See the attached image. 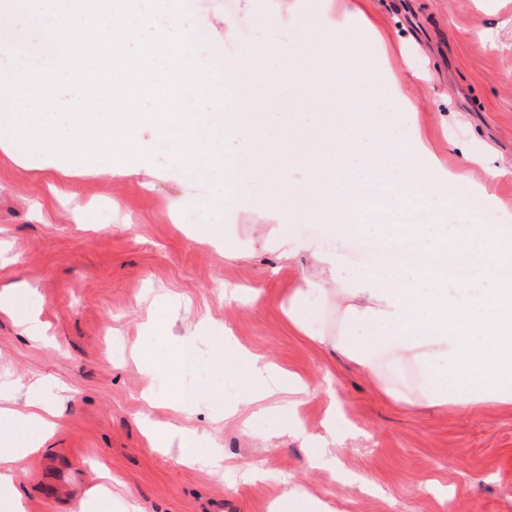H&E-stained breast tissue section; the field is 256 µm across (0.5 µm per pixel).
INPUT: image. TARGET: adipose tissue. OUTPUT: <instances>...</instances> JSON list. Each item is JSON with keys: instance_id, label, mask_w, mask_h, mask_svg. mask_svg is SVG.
<instances>
[{"instance_id": "obj_1", "label": "adipose tissue", "mask_w": 512, "mask_h": 512, "mask_svg": "<svg viewBox=\"0 0 512 512\" xmlns=\"http://www.w3.org/2000/svg\"><path fill=\"white\" fill-rule=\"evenodd\" d=\"M356 17L350 0H325L312 69H282L278 50L263 42L218 60L215 68L234 96L226 106L210 108L211 129L204 138H234L236 150L229 156L234 166L222 181L234 190L233 207L263 216L282 255L313 247L289 229L300 216L330 236H368L402 259L396 267H367L345 288L343 255H319V274L303 277L288 303L294 327L304 329L317 295L336 285L340 325L321 342L359 366L381 394L427 409L510 414L512 226L503 223L487 185L498 169L486 168L484 178L470 180L445 167L419 135L408 78L394 72L389 75L392 111L338 99L334 111L313 116L307 146H298L295 129L277 113L275 89L282 82L316 80L346 89L376 81L380 63L374 58L341 72L334 66L351 51L337 38V23ZM296 167L305 173L300 185L291 177ZM472 195L483 201L475 214L468 209ZM372 210L402 214L404 221L367 223ZM210 342L214 378L238 374L228 417L264 413L266 401L275 396L292 411L315 397V389L297 375L231 336ZM402 364L413 365L420 375L416 396L382 374L383 368ZM54 416L47 405L5 415L15 435L0 442V512H26L15 486L26 475L28 455L53 430Z\"/></svg>"}]
</instances>
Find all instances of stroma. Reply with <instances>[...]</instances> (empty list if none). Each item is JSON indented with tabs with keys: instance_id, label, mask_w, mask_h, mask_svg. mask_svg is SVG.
Segmentation results:
<instances>
[{
	"instance_id": "obj_1",
	"label": "stroma",
	"mask_w": 512,
	"mask_h": 512,
	"mask_svg": "<svg viewBox=\"0 0 512 512\" xmlns=\"http://www.w3.org/2000/svg\"><path fill=\"white\" fill-rule=\"evenodd\" d=\"M359 6L382 38L344 28L355 57L384 56L395 71L417 72L411 90L422 137L452 169L481 176L474 160L486 155L506 167L492 193L512 220V0ZM320 14L321 0H299L294 11L286 0H234L229 11L224 0H198L191 21L207 46L223 45L230 58L247 40L287 50L315 44ZM41 40L26 17L0 24V78L11 75L15 43ZM151 167L148 190L135 176L41 169L0 150V291H16L45 326L31 338L0 310V384L9 390L6 408L48 404L59 413L17 487L26 512H80L105 471L113 493L140 512H272L291 481L342 512H512V415L431 413L380 396L283 313L313 271L312 255L279 259L259 235V215L233 208L222 244L198 240L214 210L205 189L186 203L179 175L160 159ZM233 288L260 289L263 301L225 303ZM193 331L203 344L231 332L311 386L334 389L364 438L320 461L308 460L306 437L293 433L269 446L248 439L202 379L197 408L180 409L186 381L174 348ZM136 350L157 355L154 421L205 431L204 447L223 450L226 470L182 464L174 439L153 446ZM247 463L263 478L245 479ZM421 483L447 488V501L417 494Z\"/></svg>"
}]
</instances>
